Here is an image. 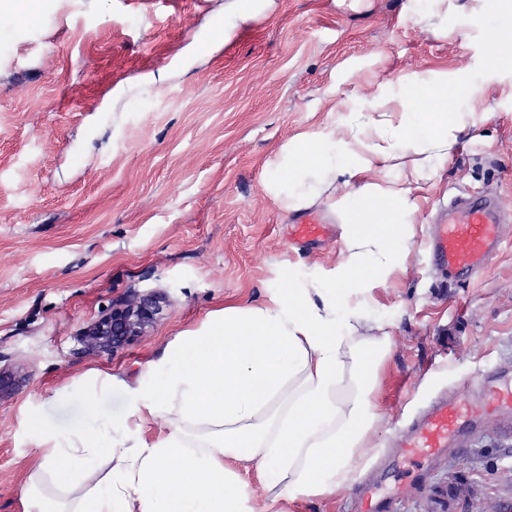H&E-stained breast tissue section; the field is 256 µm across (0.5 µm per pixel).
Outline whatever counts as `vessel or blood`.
Segmentation results:
<instances>
[{
	"label": "vessel or blood",
	"mask_w": 512,
	"mask_h": 512,
	"mask_svg": "<svg viewBox=\"0 0 512 512\" xmlns=\"http://www.w3.org/2000/svg\"><path fill=\"white\" fill-rule=\"evenodd\" d=\"M506 220L491 197L456 198L448 207L447 221L434 231L432 251L436 261L452 277H475L500 250ZM326 232V225L309 213L291 226L288 239L294 244H305L323 237ZM487 392L489 400L485 409L512 412V390L495 382L488 386ZM480 412L445 399L434 402L414 424L410 435L403 439L407 457L422 462L439 454L473 426Z\"/></svg>",
	"instance_id": "obj_1"
}]
</instances>
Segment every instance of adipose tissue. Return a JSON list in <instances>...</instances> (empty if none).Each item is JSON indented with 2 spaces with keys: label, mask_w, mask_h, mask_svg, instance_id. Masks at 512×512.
<instances>
[{
  "label": "adipose tissue",
  "mask_w": 512,
  "mask_h": 512,
  "mask_svg": "<svg viewBox=\"0 0 512 512\" xmlns=\"http://www.w3.org/2000/svg\"><path fill=\"white\" fill-rule=\"evenodd\" d=\"M479 90L433 71L381 86L341 129L300 133L267 166L284 213L326 207L342 224L336 261L289 273L261 300L228 303L179 334L102 429L59 437L30 413L41 449L25 512H271L323 499L359 468L378 424L392 330L380 292L416 236L415 185L436 187L454 147L482 122ZM389 171L377 181V166ZM254 474L261 494L244 480Z\"/></svg>",
  "instance_id": "1"
}]
</instances>
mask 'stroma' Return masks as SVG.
I'll use <instances>...</instances> for the list:
<instances>
[{
    "mask_svg": "<svg viewBox=\"0 0 512 512\" xmlns=\"http://www.w3.org/2000/svg\"><path fill=\"white\" fill-rule=\"evenodd\" d=\"M225 0H45L27 23L0 17V512H23L40 450L25 421L95 424L77 380H131L181 331L225 301L281 287L289 264L336 259L342 226L288 240L296 220L264 192L277 148L340 125L379 83L447 71L480 87L484 113L417 215L405 273L376 309L393 326L381 421L359 478L331 498L279 512H360L365 491L396 512H512V413L486 414L441 455L416 463L400 440L445 396L485 400L512 382V223L474 279L448 278L420 247L449 194L512 212V71L485 53L511 24L500 0H448L447 33L415 25L408 0H275L226 44L201 50ZM152 294L160 310L111 355L83 333L117 302ZM467 491L440 497L450 480Z\"/></svg>",
    "mask_w": 512,
    "mask_h": 512,
    "instance_id": "obj_1",
    "label": "stroma"
}]
</instances>
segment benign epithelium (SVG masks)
<instances>
[{
  "label": "benign epithelium",
  "instance_id": "obj_1",
  "mask_svg": "<svg viewBox=\"0 0 512 512\" xmlns=\"http://www.w3.org/2000/svg\"><path fill=\"white\" fill-rule=\"evenodd\" d=\"M157 310L158 300L152 294L115 303L109 313L88 328L85 341L99 353H111L129 339L143 335Z\"/></svg>",
  "mask_w": 512,
  "mask_h": 512
}]
</instances>
